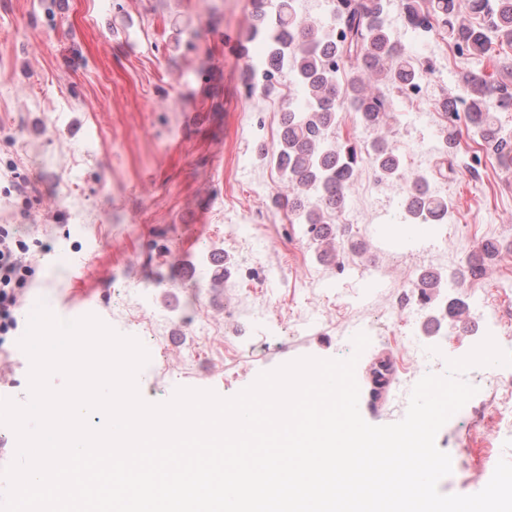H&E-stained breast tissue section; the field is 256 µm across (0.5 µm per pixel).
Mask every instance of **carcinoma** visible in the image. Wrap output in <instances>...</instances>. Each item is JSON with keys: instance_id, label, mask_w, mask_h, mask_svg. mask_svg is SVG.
Returning <instances> with one entry per match:
<instances>
[{"instance_id": "carcinoma-1", "label": "carcinoma", "mask_w": 512, "mask_h": 512, "mask_svg": "<svg viewBox=\"0 0 512 512\" xmlns=\"http://www.w3.org/2000/svg\"><path fill=\"white\" fill-rule=\"evenodd\" d=\"M295 0H250L256 23L241 39L260 38L265 52L264 94L278 93L276 75L287 69L305 92V108L290 106L281 112L278 141L259 151L262 161L282 176L274 203L288 204L289 223L301 225L309 243L337 246L339 226L332 216L345 208L357 180L360 163L368 160L380 182L403 178L401 155L384 137L363 148L332 140L343 113L365 129L380 130L397 109V100L421 91L428 80L420 62L409 56L386 24L391 0H330L326 23L298 16ZM404 14L417 38L439 36L453 43L461 55L477 60L491 56L497 40L512 46V0H468V11L458 0H401ZM459 93L440 98L444 118L440 159L452 161L451 172L480 175L477 153L459 154L456 132L465 125L499 159L512 163V138L502 134L496 113L512 112V63H503L498 75L466 71L457 75ZM451 214L448 199L437 195L424 174L416 175L405 190L403 224H446ZM487 240L466 262L462 274L480 278L486 261L497 252ZM417 287L433 296L443 287L435 271L421 273Z\"/></svg>"}]
</instances>
